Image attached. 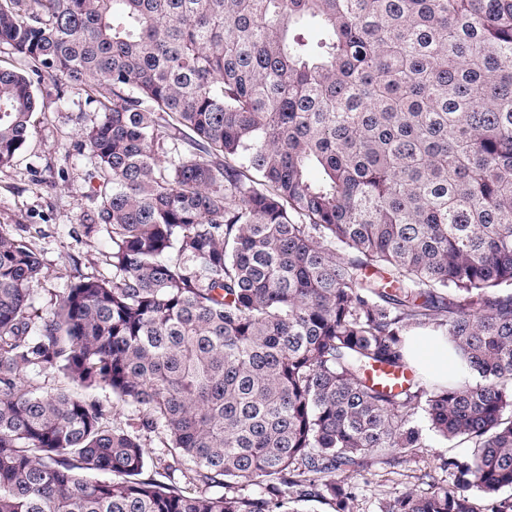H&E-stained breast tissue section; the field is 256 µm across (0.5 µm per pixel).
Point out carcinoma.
Here are the masks:
<instances>
[{"mask_svg":"<svg viewBox=\"0 0 512 512\" xmlns=\"http://www.w3.org/2000/svg\"><path fill=\"white\" fill-rule=\"evenodd\" d=\"M0 43L112 86L78 130L112 276L41 311L0 224V512H351L420 414L466 453L382 512H512V0H0ZM35 109L0 69V167ZM414 330L462 374L423 382ZM140 434L143 443L146 444L150 471L153 469V471L163 473L161 465L159 464V459L163 460L166 458L167 453V448H163L162 444L163 435L158 433V431L152 433L142 432Z\"/></svg>","mask_w":512,"mask_h":512,"instance_id":"1","label":"carcinoma"}]
</instances>
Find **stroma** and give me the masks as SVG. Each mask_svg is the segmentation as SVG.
Listing matches in <instances>:
<instances>
[{"label": "stroma", "mask_w": 512, "mask_h": 512, "mask_svg": "<svg viewBox=\"0 0 512 512\" xmlns=\"http://www.w3.org/2000/svg\"><path fill=\"white\" fill-rule=\"evenodd\" d=\"M34 89L32 136L13 165L0 168V224L24 225L30 244L41 251L47 274L35 288L34 304L44 309L70 283L112 274L107 263L111 240L83 230L100 182L93 177L77 136L79 121L96 117L111 92L101 83L78 94L64 81L46 78L35 79ZM422 435L426 445L415 454L389 464L372 461L350 476L357 489L353 512H380L384 500L418 489L417 476L424 471H433L442 483L452 482L450 472L439 464L462 454V447L447 445L427 429Z\"/></svg>", "instance_id": "obj_1"}]
</instances>
